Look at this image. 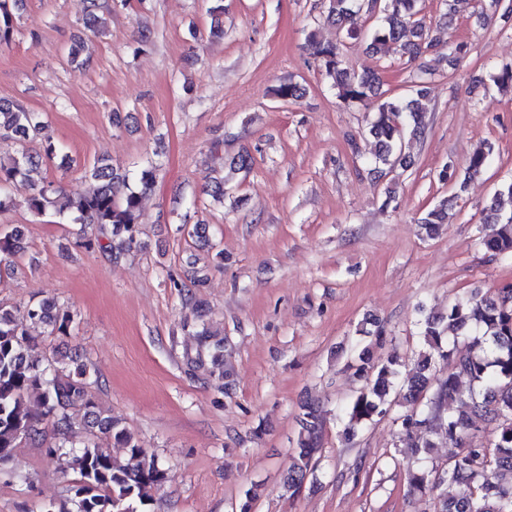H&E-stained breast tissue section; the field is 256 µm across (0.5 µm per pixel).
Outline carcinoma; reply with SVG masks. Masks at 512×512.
Masks as SVG:
<instances>
[{
  "instance_id": "cac0c4a2",
  "label": "carcinoma",
  "mask_w": 512,
  "mask_h": 512,
  "mask_svg": "<svg viewBox=\"0 0 512 512\" xmlns=\"http://www.w3.org/2000/svg\"><path fill=\"white\" fill-rule=\"evenodd\" d=\"M18 0H0V47L10 44L13 32L12 7ZM83 22L92 29L97 23L96 0H79ZM364 9L376 16L374 27L363 32L354 16ZM327 22L335 25L347 39L364 38L373 52L395 49L412 62L432 47V31L426 25L423 0H328ZM342 43L323 44L309 35V47L325 73L336 96L345 104L373 105L368 132L375 143L372 163L382 173L401 161L405 134L419 137L425 130L421 101L428 95L431 69L419 70L411 96L387 97L379 69L360 73L343 67ZM274 95L283 101L298 100L304 88L288 82L279 85ZM45 116L9 101H0V140L25 144L45 128ZM56 153L52 144L44 153L27 150L0 161V211L8 208V186L25 180L42 156ZM157 167L139 171L140 189L130 185L125 169L106 158H98L84 172L90 186L66 191L53 184L37 189L29 199L31 212L42 216L52 210L81 225L83 244L96 246L111 256L138 245L142 195L151 190ZM448 219V200L443 199L420 218L428 234L437 231ZM491 233L482 239L484 247L496 257L512 259V213L504 215L493 201L485 209ZM23 249L18 228L0 232V266L9 267L10 258ZM76 317L56 299L45 298L24 309L0 306V469L12 462L15 448L22 441L41 444L46 453H65L76 474L70 492L69 509L45 512H138L152 501V491L169 478L168 470L146 454L132 432L104 410L90 390L85 364L71 358L46 361L27 356L32 337L24 325L40 322L51 333L71 335ZM420 333L425 349L415 368L402 376L393 358L379 360L372 344L363 346L348 367L363 381L362 387L338 408L344 423V437L351 438L367 424L391 414L396 399L413 405L409 412L394 418L405 432V441L417 467L407 473L409 491L437 492L435 512H512V288L485 295L473 294L464 301L448 304L445 313H422ZM448 364V376L437 383L430 398L436 363ZM466 378L469 386L461 385ZM448 412H443V407ZM496 423L492 438L476 442L473 419ZM50 421L58 440H46L41 424ZM322 412L312 403L302 406L300 438L295 456L282 477V488L298 494L310 475L320 466ZM76 425L89 435L103 434L127 452V462L116 463L112 455L96 444L79 449L69 445L68 434ZM448 434V467L438 470L427 465L430 439L435 426ZM448 483H465L470 491L463 497L441 491Z\"/></svg>"
}]
</instances>
